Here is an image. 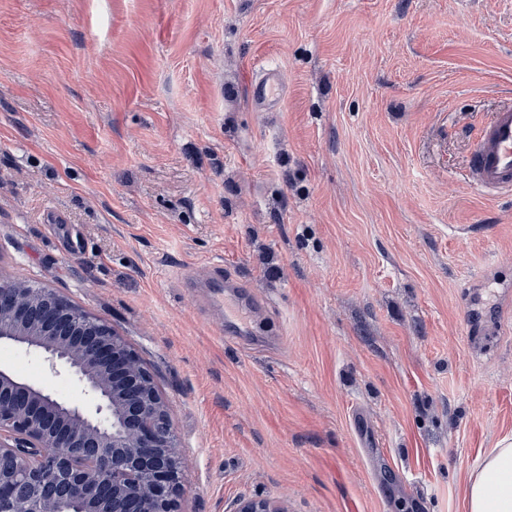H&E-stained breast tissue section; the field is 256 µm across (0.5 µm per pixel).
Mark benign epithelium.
Returning <instances> with one entry per match:
<instances>
[{
	"label": "benign epithelium",
	"instance_id": "benign-epithelium-1",
	"mask_svg": "<svg viewBox=\"0 0 512 512\" xmlns=\"http://www.w3.org/2000/svg\"><path fill=\"white\" fill-rule=\"evenodd\" d=\"M69 374L82 399L0 370V512H177L185 475L165 398L129 343L56 292L0 282V343ZM234 512H285L243 498Z\"/></svg>",
	"mask_w": 512,
	"mask_h": 512
}]
</instances>
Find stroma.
Masks as SVG:
<instances>
[{"instance_id": "1", "label": "stroma", "mask_w": 512, "mask_h": 512, "mask_svg": "<svg viewBox=\"0 0 512 512\" xmlns=\"http://www.w3.org/2000/svg\"><path fill=\"white\" fill-rule=\"evenodd\" d=\"M507 104L512 0H0V280L137 352L178 512H465L512 435V196L466 179ZM211 263L249 328L187 287ZM280 84V77L274 70H268L260 77L252 78L249 82L250 97L258 108L266 109L271 104V90Z\"/></svg>"}]
</instances>
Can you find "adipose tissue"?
Wrapping results in <instances>:
<instances>
[{
    "label": "adipose tissue",
    "mask_w": 512,
    "mask_h": 512,
    "mask_svg": "<svg viewBox=\"0 0 512 512\" xmlns=\"http://www.w3.org/2000/svg\"><path fill=\"white\" fill-rule=\"evenodd\" d=\"M465 512H512V437L502 438L466 485Z\"/></svg>",
    "instance_id": "obj_1"
}]
</instances>
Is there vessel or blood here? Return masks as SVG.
<instances>
[{"label": "vessel or blood", "instance_id": "vessel-or-blood-1", "mask_svg": "<svg viewBox=\"0 0 512 512\" xmlns=\"http://www.w3.org/2000/svg\"><path fill=\"white\" fill-rule=\"evenodd\" d=\"M280 77L276 71L268 70L249 82L250 97L258 108L271 104V90L278 85ZM470 178L490 194L512 193V108L493 115L477 135L476 149L470 160ZM191 287H225L227 292L239 293L241 283L214 270L206 276L192 279Z\"/></svg>", "mask_w": 512, "mask_h": 512}]
</instances>
